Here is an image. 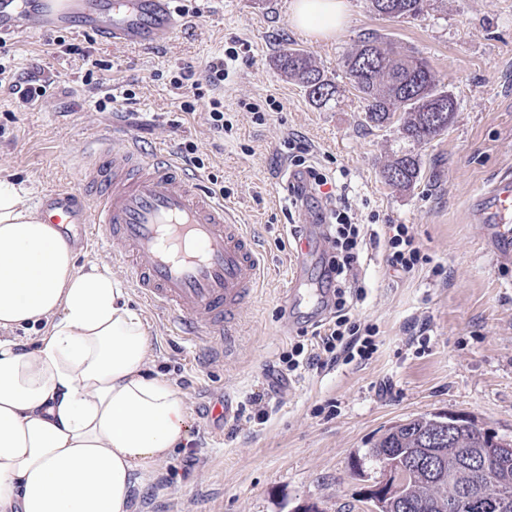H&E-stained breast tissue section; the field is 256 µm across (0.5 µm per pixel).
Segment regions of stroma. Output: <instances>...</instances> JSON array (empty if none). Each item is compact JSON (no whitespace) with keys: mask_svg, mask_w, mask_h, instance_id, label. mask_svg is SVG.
<instances>
[{"mask_svg":"<svg viewBox=\"0 0 512 512\" xmlns=\"http://www.w3.org/2000/svg\"><path fill=\"white\" fill-rule=\"evenodd\" d=\"M293 0H196L199 15L170 42L154 48L86 42L77 27L17 31L6 40L0 63L25 76L50 69L47 98L22 104L0 86V168L13 173L30 204L50 191L78 189L85 158L80 149L95 132L134 135L147 148L178 154L197 145L204 168L187 173L204 190L224 183L263 253L268 272L239 326L236 351L227 357L194 348L170 335L164 312L147 309L125 268L100 246L77 252L76 265H109L142 312L155 370L174 380L187 404L182 448L135 493L132 512H370L364 499L374 482L349 465L395 422L430 412L475 419L512 440V258L487 249L482 225L471 222L472 198L512 168V0H427L421 16L389 20L371 13L367 0H346L345 21L333 37L309 39L291 21ZM424 58L456 112L447 132L415 146L421 176L408 190L386 184L383 169L404 148L394 126L364 121V103L344 67L369 33ZM84 44L87 56L66 54L57 37ZM247 43L218 95L233 128L217 136L206 102L181 111L169 86L176 66L203 74L211 57ZM306 50L339 88L326 106L277 71L273 60L286 45ZM109 61L104 89L134 85L136 99L118 112L97 111L83 83L89 59ZM276 100L279 110L255 122L246 104ZM296 134L312 147L321 172L335 176L353 222L372 223L377 239L363 247L361 279L366 297L354 314L375 325L376 350L365 361H337L320 370L282 377L279 358L303 336L298 310L281 299L289 246L317 226L324 203L307 200L291 213L284 140ZM409 225L426 255L413 274H395L383 244L388 225ZM266 396L265 418L251 407ZM231 400L235 417L215 437L208 412ZM195 464H188V456Z\"/></svg>","mask_w":512,"mask_h":512,"instance_id":"obj_1","label":"stroma"}]
</instances>
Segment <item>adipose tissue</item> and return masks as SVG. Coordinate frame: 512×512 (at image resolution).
Instances as JSON below:
<instances>
[{
	"mask_svg": "<svg viewBox=\"0 0 512 512\" xmlns=\"http://www.w3.org/2000/svg\"><path fill=\"white\" fill-rule=\"evenodd\" d=\"M345 13L295 0L292 24L328 36ZM26 195L0 174V512H130L186 437L185 399L150 374L144 320L111 270L77 268Z\"/></svg>",
	"mask_w": 512,
	"mask_h": 512,
	"instance_id": "obj_1",
	"label": "adipose tissue"
}]
</instances>
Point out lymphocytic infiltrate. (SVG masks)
<instances>
[{
    "label": "lymphocytic infiltrate",
    "instance_id": "obj_1",
    "mask_svg": "<svg viewBox=\"0 0 512 512\" xmlns=\"http://www.w3.org/2000/svg\"><path fill=\"white\" fill-rule=\"evenodd\" d=\"M238 58V49L231 47L223 55L209 61L204 81H197L189 66L181 68L171 80L172 87L182 97V111L195 112L198 101L208 99V121L211 129L218 134L229 126L224 118V103L216 97L206 98L205 91L223 87ZM285 144L289 159L300 174L298 183L290 187L294 201L302 202L315 195L328 201L335 199L334 178L320 173L308 163L312 153L310 146L294 135L287 137ZM365 237L363 225L352 222L348 206L337 207L335 232L329 237L334 249L327 271L332 294L325 302L330 317L326 322L315 325L311 346L294 344L288 354L282 356L285 371L319 369L341 358L349 362L357 358L366 360L373 354L377 328L371 324L360 325L352 314L354 306L365 298V290L358 278L360 252ZM385 250L389 266L399 273H411L424 261L414 235L404 224L389 225Z\"/></svg>",
    "mask_w": 512,
    "mask_h": 512
}]
</instances>
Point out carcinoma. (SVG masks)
Instances as JSON below:
<instances>
[{
    "instance_id": "obj_1",
    "label": "carcinoma",
    "mask_w": 512,
    "mask_h": 512,
    "mask_svg": "<svg viewBox=\"0 0 512 512\" xmlns=\"http://www.w3.org/2000/svg\"><path fill=\"white\" fill-rule=\"evenodd\" d=\"M376 14L389 19L420 16L425 0H368ZM275 68L294 78L317 106L333 100L338 87L301 48L284 47ZM346 74L365 102L367 123L375 127L395 124L402 137L426 144L448 130L456 104L452 94L437 87L428 62L382 37H365L360 48L347 56ZM434 106L446 108L443 120L430 123L427 112ZM421 161L409 150L383 169L385 181L398 189H409L419 179ZM438 413L422 414L392 425L366 450L351 457L355 471L365 461L382 465L401 458L411 464L410 477L402 492L389 491L377 499L380 512H447L448 501L461 503L462 512H489L486 502L500 494L512 499V459L493 460L480 473L466 456L480 448H496L495 433L474 420L458 416L453 438H441L434 447L425 439L442 433Z\"/></svg>"
}]
</instances>
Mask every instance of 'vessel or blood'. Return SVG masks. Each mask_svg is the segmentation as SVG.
I'll return each mask as SVG.
<instances>
[{"instance_id": "obj_1", "label": "vessel or blood", "mask_w": 512, "mask_h": 512, "mask_svg": "<svg viewBox=\"0 0 512 512\" xmlns=\"http://www.w3.org/2000/svg\"><path fill=\"white\" fill-rule=\"evenodd\" d=\"M29 9L44 24L82 16L85 31L134 47L157 46L184 27L170 0H66L61 9L53 0H31ZM41 209L61 232L76 228L81 245L95 241L110 251L142 299L169 312L174 335L195 347L218 339L232 350L262 257L233 206L200 189L172 155L144 149L131 135L119 142L94 135L80 192L52 191ZM470 216L497 244V257L512 256L511 172L476 195ZM317 247L311 237L297 243L282 293L313 317L324 302L302 284Z\"/></svg>"}]
</instances>
